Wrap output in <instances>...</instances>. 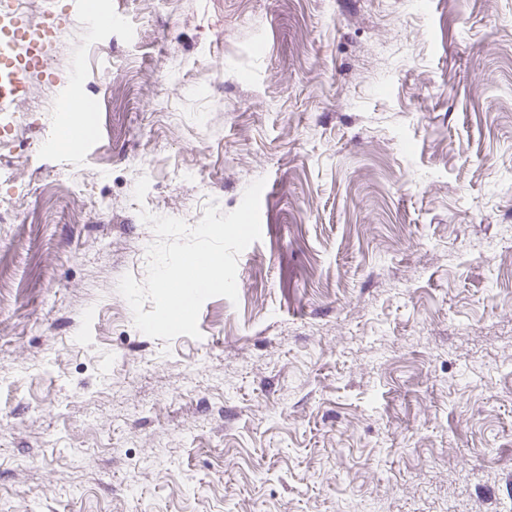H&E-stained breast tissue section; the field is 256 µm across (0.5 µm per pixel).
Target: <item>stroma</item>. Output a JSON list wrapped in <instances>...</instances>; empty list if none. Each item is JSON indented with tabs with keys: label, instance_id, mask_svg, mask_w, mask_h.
I'll return each mask as SVG.
<instances>
[{
	"label": "stroma",
	"instance_id": "obj_1",
	"mask_svg": "<svg viewBox=\"0 0 512 512\" xmlns=\"http://www.w3.org/2000/svg\"><path fill=\"white\" fill-rule=\"evenodd\" d=\"M55 0L0 151V512H512V0ZM266 183L237 301L118 291Z\"/></svg>",
	"mask_w": 512,
	"mask_h": 512
}]
</instances>
